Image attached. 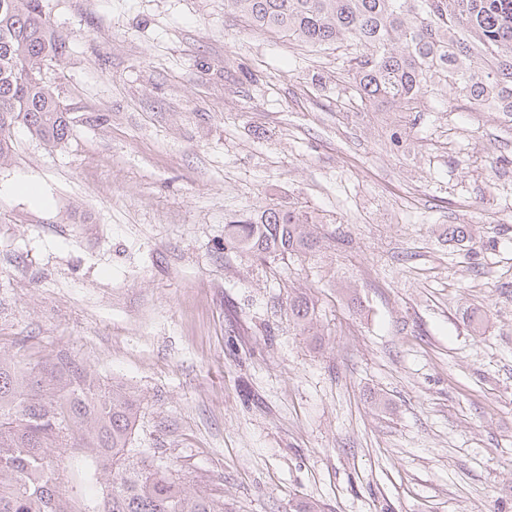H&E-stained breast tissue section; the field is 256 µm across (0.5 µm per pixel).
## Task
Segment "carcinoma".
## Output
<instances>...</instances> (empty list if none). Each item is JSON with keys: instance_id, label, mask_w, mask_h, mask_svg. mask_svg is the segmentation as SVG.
Masks as SVG:
<instances>
[{"instance_id": "1", "label": "carcinoma", "mask_w": 512, "mask_h": 512, "mask_svg": "<svg viewBox=\"0 0 512 512\" xmlns=\"http://www.w3.org/2000/svg\"><path fill=\"white\" fill-rule=\"evenodd\" d=\"M250 26L302 45L344 46L351 97L421 112L445 90L473 111L512 116V0H225ZM69 48L44 0H0V160L23 125L48 150L70 136L68 109L40 76ZM319 218L274 205L224 226V247L256 260L306 261L320 249ZM288 312L318 335L314 302L300 293ZM140 400L96 384L91 370L48 359L26 367L0 355V512H224L207 487L192 488L156 454L132 445ZM82 453L105 480L93 507L63 492L55 460Z\"/></svg>"}]
</instances>
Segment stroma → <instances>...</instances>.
<instances>
[{
  "instance_id": "obj_1",
  "label": "stroma",
  "mask_w": 512,
  "mask_h": 512,
  "mask_svg": "<svg viewBox=\"0 0 512 512\" xmlns=\"http://www.w3.org/2000/svg\"><path fill=\"white\" fill-rule=\"evenodd\" d=\"M45 5L72 134L0 160V355L130 387L137 447L224 512H512V121L352 106L342 50L224 0ZM288 203L324 221L302 272L225 250ZM288 312L303 335L319 336L314 302L306 294L290 297Z\"/></svg>"
}]
</instances>
